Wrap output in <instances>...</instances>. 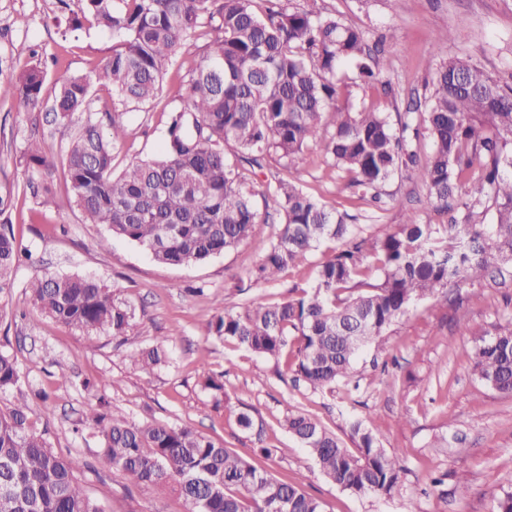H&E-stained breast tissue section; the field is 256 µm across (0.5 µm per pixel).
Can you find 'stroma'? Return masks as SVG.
I'll return each instance as SVG.
<instances>
[{
  "mask_svg": "<svg viewBox=\"0 0 512 512\" xmlns=\"http://www.w3.org/2000/svg\"><path fill=\"white\" fill-rule=\"evenodd\" d=\"M318 7L362 28L370 41L385 37L380 77L393 92L385 95L359 82L353 66L336 72L352 107L376 105L389 113L424 109L425 83L432 58L466 52L501 82H512V0H316ZM81 0H0V78L39 57L47 71L45 97L71 76L92 79L112 53L111 31L71 30ZM454 38L440 42L446 31ZM93 97L107 102L110 91L94 83ZM36 115L19 98H0V185L23 186L22 155ZM128 141L114 158L115 171L157 153L162 144L161 106L125 115ZM306 193L348 212L354 231L376 235L415 212L428 224L443 223L429 208L422 184L393 178L396 200L384 211L351 199L320 147L295 174ZM55 205L41 212L15 196L5 216L30 261L15 268L10 290L0 295V349L14 354L25 381L23 392H0V408L25 396L29 417L55 452L78 458L79 484L105 512H185L182 499L139 483L121 470L103 467L101 443L92 430L77 431L79 420L105 398L133 420L156 419L187 425L214 443L233 449L279 481L320 498L326 512H496L497 500L512 492V396L482 384L472 371L471 338L455 333L456 321L473 329L512 324V291L477 284L448 292L441 307L424 300L387 329L381 348L357 357L360 387L351 401L314 391L279 372L275 359L257 355L218 337L209 326L220 309L239 310L256 297L270 304L308 287L329 246L287 270L276 281L254 283L252 269L263 245L281 230L275 205L260 207L252 235L234 249L206 261L162 265L143 248L109 236L101 224H86L71 206L64 181L56 183ZM80 275L106 284L128 306L132 326L125 336L86 334L48 318L29 297L31 281L43 273ZM166 341L170 359L150 370L135 366L134 351ZM223 378L229 393L204 389L206 378ZM105 381L103 393L91 385ZM249 411L261 433L242 430L225 403ZM299 411L353 448L346 424L354 413L378 429L388 453L403 468L387 497L356 495L324 477L299 440L283 425ZM273 448L266 459L257 446ZM470 489L460 494L458 475Z\"/></svg>",
  "mask_w": 512,
  "mask_h": 512,
  "instance_id": "35a3bbf8",
  "label": "stroma"
}]
</instances>
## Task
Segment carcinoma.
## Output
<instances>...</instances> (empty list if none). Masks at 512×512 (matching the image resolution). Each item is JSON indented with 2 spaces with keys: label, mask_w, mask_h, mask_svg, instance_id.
<instances>
[{
  "label": "carcinoma",
  "mask_w": 512,
  "mask_h": 512,
  "mask_svg": "<svg viewBox=\"0 0 512 512\" xmlns=\"http://www.w3.org/2000/svg\"><path fill=\"white\" fill-rule=\"evenodd\" d=\"M92 27L119 35L96 80L112 87L118 105L98 106L83 76L64 79L52 100L43 98L45 70L31 64L0 80V98L18 97L52 122L81 125L61 155L32 138L24 153L28 178L22 194L39 207L55 203L54 179L65 185L86 224L147 250L166 265L202 262L251 237L257 198L273 200L283 215L277 239L263 250L253 276L277 280L321 245L336 244L318 264L311 285L277 304L257 298L237 312L221 310L210 331L286 367L314 390L342 386L365 348L419 301L448 296V289L479 282L512 288V85L477 65L465 52L435 64L425 111L391 115L374 106L340 102L336 69L350 64L370 87L367 36L333 14L290 0H81ZM205 41L202 61L189 70L187 91L166 111L160 151L114 171V151L127 137L124 113L159 99L174 57L191 40ZM326 164L350 196L375 208L396 201L386 191L397 174L412 172L429 205L453 213L445 224H425L415 214L382 234L355 235L349 214L307 194L293 176L264 187L241 180L224 146L263 169L307 164L320 131ZM431 142L421 155V131ZM492 222L485 223L487 214ZM21 250L13 225L0 224V295ZM30 296L52 320L92 334L126 335L132 314L100 281L44 274ZM478 380L512 396V327L473 332ZM164 343L131 354L145 368L167 361ZM14 355L0 350V390L18 387ZM20 401L0 409V512H105L76 482L77 459L52 450ZM81 428L98 433L100 463L183 499L186 512H325L301 488L258 470L229 448L189 426L135 422L99 405ZM284 426L315 460L320 472L354 494L389 496L402 466L379 433L353 417V453L309 416L289 413Z\"/></svg>",
  "instance_id": "obj_1"
}]
</instances>
